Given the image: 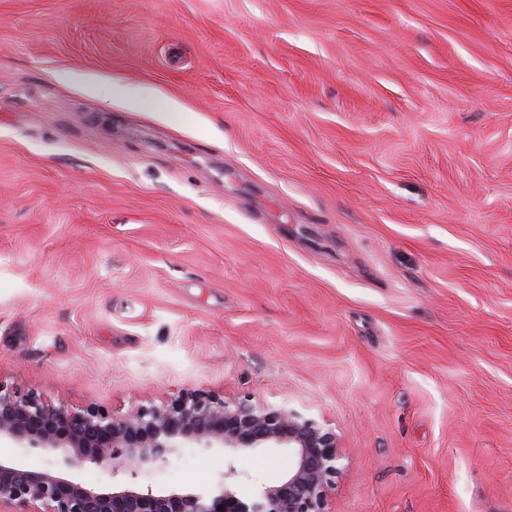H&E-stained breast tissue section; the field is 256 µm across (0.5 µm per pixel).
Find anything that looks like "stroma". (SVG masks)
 <instances>
[{
  "label": "stroma",
  "instance_id": "obj_1",
  "mask_svg": "<svg viewBox=\"0 0 512 512\" xmlns=\"http://www.w3.org/2000/svg\"><path fill=\"white\" fill-rule=\"evenodd\" d=\"M0 380L248 395L336 433L331 512H512V0H0Z\"/></svg>",
  "mask_w": 512,
  "mask_h": 512
}]
</instances>
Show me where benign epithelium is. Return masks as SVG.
<instances>
[{
	"mask_svg": "<svg viewBox=\"0 0 512 512\" xmlns=\"http://www.w3.org/2000/svg\"><path fill=\"white\" fill-rule=\"evenodd\" d=\"M2 441L60 450L62 458L58 470L0 461V512H330L341 475L339 443L325 424L286 405L200 389L120 414L94 403L70 410L0 380ZM181 448L220 449L230 461L218 481L195 490L137 482ZM256 448L288 449V468L278 483L243 499L231 483V458ZM88 463L115 479L112 490L67 474Z\"/></svg>",
	"mask_w": 512,
	"mask_h": 512,
	"instance_id": "benign-epithelium-1",
	"label": "benign epithelium"
}]
</instances>
